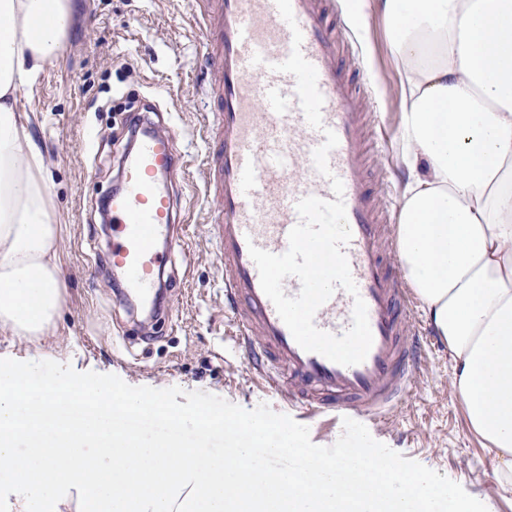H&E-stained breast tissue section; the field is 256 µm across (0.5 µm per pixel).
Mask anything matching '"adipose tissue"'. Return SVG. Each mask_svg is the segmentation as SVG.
I'll list each match as a JSON object with an SVG mask.
<instances>
[{"label":"adipose tissue","instance_id":"1","mask_svg":"<svg viewBox=\"0 0 512 512\" xmlns=\"http://www.w3.org/2000/svg\"><path fill=\"white\" fill-rule=\"evenodd\" d=\"M382 18L401 76L398 157L409 178L396 226L399 260L435 334L448 347L466 427L494 456L512 494V0H351ZM68 0H0V335L40 347L63 298V228L43 154L16 108L57 59ZM0 387V471L13 487L0 512H317L345 498L316 461L303 498L241 427L236 446L205 448L126 433L121 422L79 427L80 391L109 412L112 391L37 378L20 358Z\"/></svg>","mask_w":512,"mask_h":512}]
</instances>
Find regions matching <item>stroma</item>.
I'll use <instances>...</instances> for the list:
<instances>
[{
  "label": "stroma",
  "instance_id": "1",
  "mask_svg": "<svg viewBox=\"0 0 512 512\" xmlns=\"http://www.w3.org/2000/svg\"><path fill=\"white\" fill-rule=\"evenodd\" d=\"M72 25L54 63L34 89L21 90L19 112L32 117V133L46 159L57 215L63 227L65 292L59 335L44 357L77 371L118 375L132 386L204 391L246 409L279 399L252 381L230 342L224 281L212 240L203 230L209 204L198 173L178 177L184 206L197 221L184 232L192 273L171 295L178 321L144 338L124 300L112 288L98 206L110 194L114 165L123 152L126 106L156 104L164 122L184 133L179 146L197 153L210 110L205 39L194 23L193 0H70ZM364 69L378 83L374 134L388 174L387 195L400 203L406 174L396 153L400 135V76L379 17L347 20ZM94 266L96 280L82 270ZM447 347L432 338L430 359L398 420L372 437L459 483L488 512H512V495L496 492L492 454L469 435L460 401L450 386Z\"/></svg>",
  "mask_w": 512,
  "mask_h": 512
}]
</instances>
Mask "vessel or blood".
I'll list each match as a JSON object with an SVG mask.
<instances>
[{
	"label": "vessel or blood",
	"mask_w": 512,
	"mask_h": 512,
	"mask_svg": "<svg viewBox=\"0 0 512 512\" xmlns=\"http://www.w3.org/2000/svg\"><path fill=\"white\" fill-rule=\"evenodd\" d=\"M291 4L303 35L301 52L316 68L324 98L320 130L305 119L294 76L272 69L292 50L291 30L275 0H196L214 101L203 139L202 190L213 215L207 232L224 273L232 341L257 382L289 414L337 423L349 417L380 427L395 418L413 391L429 351L428 334L414 317L397 242L383 221L386 199L366 186L379 150L367 134V83L344 64L346 38L334 0ZM327 128L338 136L328 163L331 176L344 184L351 231L343 251L373 336L366 359L353 366L295 342L263 292L249 253L253 245L284 253L299 220L298 200L333 199L330 176L321 175L312 158ZM192 159L179 150L170 127L149 119L140 123L121 158L109 200L110 262L128 298L149 309L162 281L178 279L173 245L189 214L172 176L185 172ZM354 296L336 289L317 310L316 327L342 335L352 325Z\"/></svg>",
	"instance_id": "obj_1"
}]
</instances>
